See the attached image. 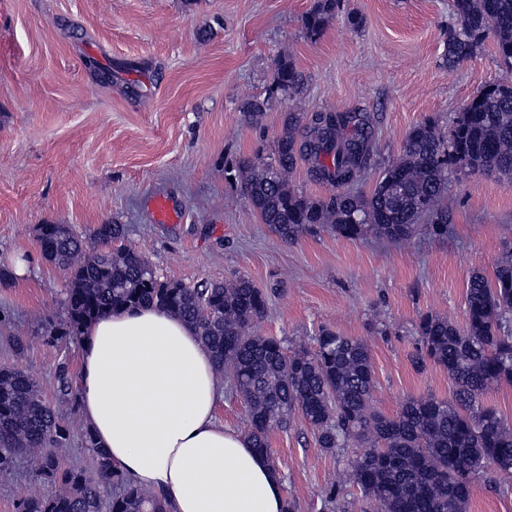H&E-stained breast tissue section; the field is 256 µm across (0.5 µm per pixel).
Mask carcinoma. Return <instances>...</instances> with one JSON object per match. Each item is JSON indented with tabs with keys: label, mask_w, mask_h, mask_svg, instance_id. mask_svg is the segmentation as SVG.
Masks as SVG:
<instances>
[{
	"label": "carcinoma",
	"mask_w": 512,
	"mask_h": 512,
	"mask_svg": "<svg viewBox=\"0 0 512 512\" xmlns=\"http://www.w3.org/2000/svg\"><path fill=\"white\" fill-rule=\"evenodd\" d=\"M336 6L337 0H318L302 19L307 37H320ZM450 9L445 66L473 59L491 39L500 63L512 71V0H452ZM303 85L294 65L279 61L271 94L244 98L241 120L261 123L274 95ZM372 126L370 113L350 109L315 112L304 122L288 114L273 157L258 155L237 170L263 223L286 242L318 227L350 240L404 241L422 222L443 236L449 176L495 174L512 182L511 82L481 89L446 132L431 119L413 126L399 157L366 196L353 187L373 160ZM299 159L309 162L311 180L335 188L329 197L312 199L291 188ZM125 234L122 224H100L94 238L117 242ZM39 241L42 253L69 274L56 339L78 340L88 323L127 308L155 306L180 316L212 352L217 372L232 377L247 406L254 448L269 453V430L286 427L298 413L324 450L362 449L347 473L366 504L361 512H464L476 480L494 471L512 475V424L484 401L490 390L512 386L511 253L497 262L493 278L471 275L462 324L433 314L419 318L417 363L430 360L448 371L451 399L410 398L389 417L373 408L374 372L364 343L322 328L314 350H285L281 341L255 332L267 300L251 280H163L141 253L98 251L66 224L41 225ZM70 433L67 413L42 398L31 375L0 367V472L23 456L50 482L21 512H166L158 495L119 472L87 434L95 470L64 466L56 449Z\"/></svg>",
	"instance_id": "cac0c4a2"
}]
</instances>
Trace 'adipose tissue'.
<instances>
[{"mask_svg":"<svg viewBox=\"0 0 512 512\" xmlns=\"http://www.w3.org/2000/svg\"><path fill=\"white\" fill-rule=\"evenodd\" d=\"M78 387L95 444L169 512H284L267 457L219 422L224 385L178 316L157 307L100 316L81 339Z\"/></svg>","mask_w":512,"mask_h":512,"instance_id":"adipose-tissue-1","label":"adipose tissue"}]
</instances>
